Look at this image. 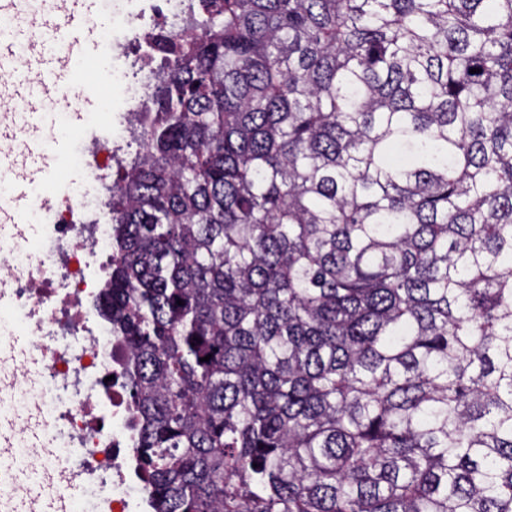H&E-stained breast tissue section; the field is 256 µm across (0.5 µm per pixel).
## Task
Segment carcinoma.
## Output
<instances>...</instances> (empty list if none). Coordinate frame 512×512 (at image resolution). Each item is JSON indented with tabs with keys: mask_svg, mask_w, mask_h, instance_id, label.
Returning <instances> with one entry per match:
<instances>
[{
	"mask_svg": "<svg viewBox=\"0 0 512 512\" xmlns=\"http://www.w3.org/2000/svg\"><path fill=\"white\" fill-rule=\"evenodd\" d=\"M198 10L100 297L156 512H512V0Z\"/></svg>",
	"mask_w": 512,
	"mask_h": 512,
	"instance_id": "obj_1",
	"label": "carcinoma"
}]
</instances>
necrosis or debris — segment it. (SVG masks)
Segmentation results:
<instances>
[{
	"label": "necrosis or debris",
	"instance_id": "1",
	"mask_svg": "<svg viewBox=\"0 0 512 512\" xmlns=\"http://www.w3.org/2000/svg\"><path fill=\"white\" fill-rule=\"evenodd\" d=\"M109 8V65L95 79L105 107L79 129L70 159L81 179L37 190L21 209L0 194V307L14 318L0 324V417H24L0 452L18 465L49 453L65 460L37 472L43 493L28 512H44L48 500L70 512L75 486L83 512H153L130 435L128 353L97 299L112 243V170L142 150L129 121L149 106L160 48L188 30L194 4L110 0ZM17 331L29 338V360L1 353Z\"/></svg>",
	"mask_w": 512,
	"mask_h": 512
}]
</instances>
